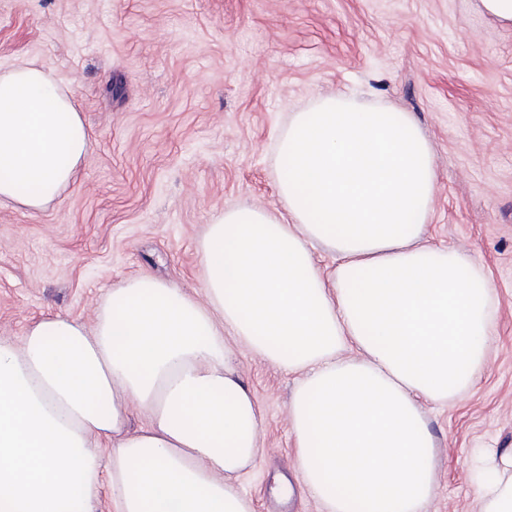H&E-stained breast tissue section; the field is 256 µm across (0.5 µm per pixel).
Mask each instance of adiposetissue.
<instances>
[{
    "label": "adipose tissue",
    "instance_id": "obj_1",
    "mask_svg": "<svg viewBox=\"0 0 512 512\" xmlns=\"http://www.w3.org/2000/svg\"><path fill=\"white\" fill-rule=\"evenodd\" d=\"M86 147L52 68L0 74V202L48 208ZM279 154L284 211L209 225L203 299L144 275L93 329L55 314L0 340V512H94L102 495L111 512H253L235 481L264 419L233 340L297 374L296 468L324 512H423L436 480L421 404L483 371L495 290L473 258L425 241L437 173L410 113L321 95L291 113ZM135 407L148 422L133 430ZM472 479L480 512H512V451Z\"/></svg>",
    "mask_w": 512,
    "mask_h": 512
}]
</instances>
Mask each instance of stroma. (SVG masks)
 <instances>
[{"label": "stroma", "mask_w": 512, "mask_h": 512, "mask_svg": "<svg viewBox=\"0 0 512 512\" xmlns=\"http://www.w3.org/2000/svg\"><path fill=\"white\" fill-rule=\"evenodd\" d=\"M52 68L88 131L78 183L50 208L0 203V339L61 313L93 327L148 274L202 298L200 242L225 209L282 210L277 140L329 92L409 112L438 173L430 243L479 262L499 300L488 364L424 404L427 512H480L472 452L512 449V25L480 0H0V73ZM265 414L238 485L255 512H321L294 467L295 375L234 348Z\"/></svg>", "instance_id": "stroma-1"}]
</instances>
